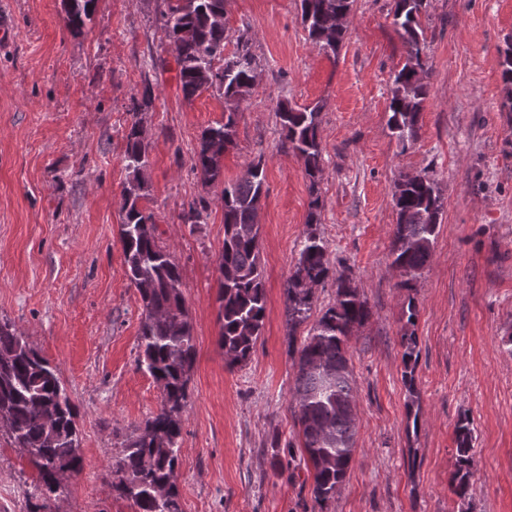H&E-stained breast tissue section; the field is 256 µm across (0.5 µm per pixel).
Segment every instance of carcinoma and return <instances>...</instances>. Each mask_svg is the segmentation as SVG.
<instances>
[{"mask_svg": "<svg viewBox=\"0 0 512 512\" xmlns=\"http://www.w3.org/2000/svg\"><path fill=\"white\" fill-rule=\"evenodd\" d=\"M354 0H300V18L308 38L327 53L341 47ZM428 0H392L393 23L408 47L405 63L392 78L389 127L402 148L420 135V117L428 94L427 41L421 23ZM95 0H65L67 25L81 29ZM224 0H176L162 14L174 47L177 79L185 99L211 90L225 104L245 101L258 78V64L245 31L231 37L217 20ZM236 49L224 53L226 44ZM505 86L502 110L512 112V42L500 50ZM221 66L214 67L215 63ZM324 105L294 109L280 106V133L303 162L309 179V214L302 248L285 288L288 325L295 329L309 318L313 287L329 278L326 246L317 232L322 206L318 182L323 154L319 135ZM238 112L227 109L224 122L202 130L192 153L191 170L205 187H221L224 246L219 257L218 345L228 367L251 358L266 317L264 272L260 257L262 201L266 196L262 160L252 163L238 181L224 182V154L235 146ZM125 162L129 178L122 193L120 240L126 275L142 302L138 336L139 365L160 385L156 414L127 439L112 472V490L133 502L137 512H182L177 488L182 415L187 406L190 372L195 360L193 324L182 291L178 263L155 237V220L141 206L147 193L150 143L142 124L132 122L126 134ZM396 224L392 230L391 266L410 287L428 264L442 222L445 198L435 180L406 174L393 192ZM335 298L295 350L297 376L293 414L302 449L313 470V495L320 507L334 499L354 459L355 381L349 340L372 316L355 281L335 276ZM400 344L403 382L409 394L407 418L418 427L421 407L415 381L419 358L414 326L418 315L408 300ZM76 411L57 368L42 358L27 337L11 323L0 322V424L10 442L38 471L30 512H52L53 497L66 474L80 461ZM475 429L466 417L455 425L456 457L449 485L458 498V512H469Z\"/></svg>", "mask_w": 512, "mask_h": 512, "instance_id": "carcinoma-1", "label": "carcinoma"}]
</instances>
